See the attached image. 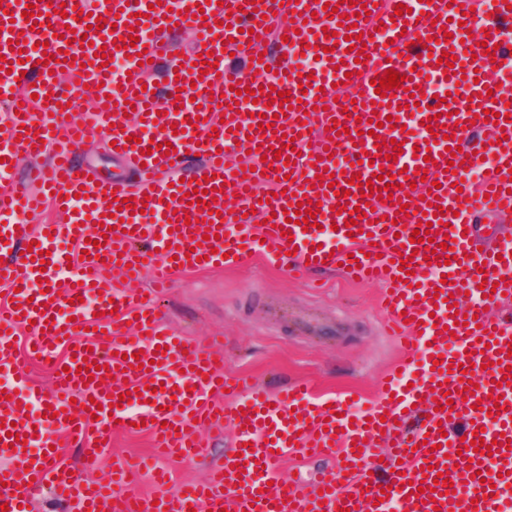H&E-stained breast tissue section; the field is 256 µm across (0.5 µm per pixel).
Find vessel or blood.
I'll return each instance as SVG.
<instances>
[{"mask_svg":"<svg viewBox=\"0 0 512 512\" xmlns=\"http://www.w3.org/2000/svg\"><path fill=\"white\" fill-rule=\"evenodd\" d=\"M488 2L489 19L471 13L472 0H0V375L9 380L0 456L11 460L0 467V505L20 512L47 487L66 512H448L455 500L461 512H512V319L491 312L512 300V240L481 252L474 234L475 217L512 221V117L502 115L512 98V0ZM28 8L27 24L17 23ZM177 24L214 62L185 64L145 91ZM353 31L367 62L349 47ZM309 45L326 50L311 76L291 65ZM143 51L149 63H140ZM447 51L454 64L441 63ZM119 57L117 74L110 62ZM390 70L403 86L376 95L374 81ZM441 83L452 89L443 103L431 92ZM245 88L257 103L239 100ZM181 90L195 107L181 108ZM266 112L275 119L262 130ZM95 131L137 167H169L165 142L205 163L183 180L99 183L74 160ZM485 149L497 169L473 179ZM22 153L51 163L17 174ZM377 166L392 175V191L373 180ZM409 172L425 178L407 186ZM353 175L372 181L370 198L349 186ZM131 197L146 200L147 212L118 209ZM307 201L319 210L305 230L287 216ZM47 203L64 221L32 223ZM426 221L427 257L410 241ZM89 239L96 254L70 264L69 244ZM33 242L45 261L27 254ZM254 254L300 277L337 271L384 283L381 307L408 360L367 406L316 396L308 381L272 393L227 373L212 342L175 335L153 298L112 282L148 273L163 284L181 268ZM460 313L467 326L457 325ZM93 327L103 337H89ZM32 357L53 372L49 391L29 386ZM126 392L132 400L120 401ZM447 398L451 409H440ZM135 422L159 456L209 460L206 479L175 485L152 464L144 471L161 492H133L127 460L93 483L62 460L70 446L96 464ZM219 425L231 439L213 462L202 432ZM478 429L490 453L466 448ZM288 456L337 464L308 485L281 478Z\"/></svg>","mask_w":512,"mask_h":512,"instance_id":"vessel-or-blood-1","label":"vessel or blood"}]
</instances>
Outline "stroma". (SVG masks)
Segmentation results:
<instances>
[{
  "label": "stroma",
  "mask_w": 512,
  "mask_h": 512,
  "mask_svg": "<svg viewBox=\"0 0 512 512\" xmlns=\"http://www.w3.org/2000/svg\"><path fill=\"white\" fill-rule=\"evenodd\" d=\"M75 159L106 181L140 178L113 157L97 133ZM323 282V287H309L287 268L257 256L223 270L177 273L160 306L173 330L199 340L220 337L228 370L270 391L309 379L317 394L367 400L378 376L402 358L383 331L378 289L351 283L338 272L325 275ZM305 320L318 322L322 335L302 328Z\"/></svg>",
  "instance_id": "obj_1"
}]
</instances>
